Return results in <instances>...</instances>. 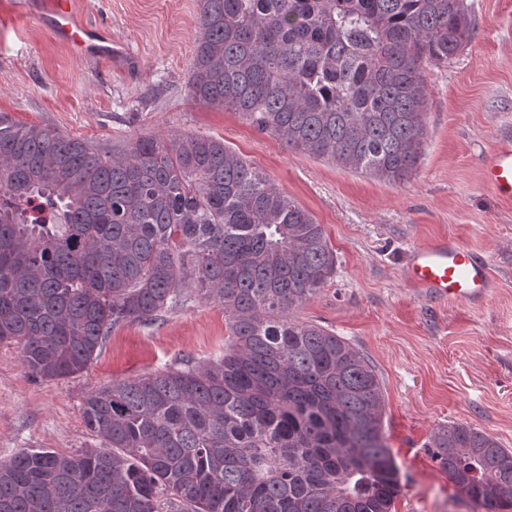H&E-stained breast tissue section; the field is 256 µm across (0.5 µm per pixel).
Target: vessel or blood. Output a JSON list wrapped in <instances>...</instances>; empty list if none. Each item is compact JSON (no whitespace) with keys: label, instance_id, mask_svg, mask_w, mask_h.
<instances>
[{"label":"vessel or blood","instance_id":"obj_1","mask_svg":"<svg viewBox=\"0 0 512 512\" xmlns=\"http://www.w3.org/2000/svg\"><path fill=\"white\" fill-rule=\"evenodd\" d=\"M16 13L43 15L51 35L75 52L104 61L122 57L123 47L105 28L76 21L70 0H13ZM485 185L500 199L512 201V145L498 147L483 169ZM408 277L435 300L474 304L483 301L491 285L490 267L469 247L442 241L413 250Z\"/></svg>","mask_w":512,"mask_h":512}]
</instances>
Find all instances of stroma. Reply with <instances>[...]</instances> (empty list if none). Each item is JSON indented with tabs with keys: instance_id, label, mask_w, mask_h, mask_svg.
Listing matches in <instances>:
<instances>
[{
	"instance_id": "stroma-1",
	"label": "stroma",
	"mask_w": 512,
	"mask_h": 512,
	"mask_svg": "<svg viewBox=\"0 0 512 512\" xmlns=\"http://www.w3.org/2000/svg\"><path fill=\"white\" fill-rule=\"evenodd\" d=\"M71 2L88 23L107 24L133 70L75 54L0 0V111L107 149L206 134L295 198L322 225L336 271L292 316L335 331L378 373L401 477L393 512H478L430 444L437 427L461 421L512 449V202L482 183L486 160L512 141V0H465L475 35L426 67V145L400 184L288 149L239 113L188 97L198 0ZM443 239L487 260L494 283L483 304L434 303L408 280L410 251ZM228 335L223 308L187 292L156 321L114 326L97 358L66 378L33 379L17 349L0 345V461L99 447L81 414L90 391L221 357Z\"/></svg>"
}]
</instances>
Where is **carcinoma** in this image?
Segmentation results:
<instances>
[{"label": "carcinoma", "instance_id": "1", "mask_svg": "<svg viewBox=\"0 0 512 512\" xmlns=\"http://www.w3.org/2000/svg\"><path fill=\"white\" fill-rule=\"evenodd\" d=\"M195 101L289 148L391 183L426 139L425 66L472 40L464 0H199ZM322 225L224 141L136 137L108 152L0 112V344L68 377L110 329L182 291L224 308V357L115 380L82 413L99 448L0 462V512H392L401 485L373 366L291 318L333 276ZM442 470L487 512L512 450L438 428Z\"/></svg>", "mask_w": 512, "mask_h": 512}]
</instances>
